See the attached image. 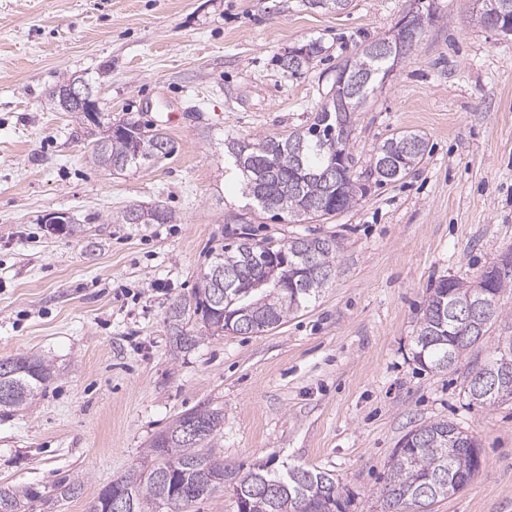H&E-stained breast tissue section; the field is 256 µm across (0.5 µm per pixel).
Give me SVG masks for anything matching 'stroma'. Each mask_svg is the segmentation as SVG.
Listing matches in <instances>:
<instances>
[{"label": "stroma", "instance_id": "1", "mask_svg": "<svg viewBox=\"0 0 512 512\" xmlns=\"http://www.w3.org/2000/svg\"><path fill=\"white\" fill-rule=\"evenodd\" d=\"M413 0H0V358L54 367L22 408L0 412V485L80 496L35 512H85L183 413L222 411L207 447L226 464L332 474L345 512H380L388 463L410 430L448 420L475 436V479L430 512H512V400L471 401L470 374L512 339V288L479 348L444 372L414 337L440 280L474 281L512 252V34L482 26L474 0L443 15L375 91L353 126L357 205L328 220L271 218L226 172L224 141L308 127L339 65L388 36ZM323 51L299 72L280 57ZM86 80L101 113L156 127L165 158L116 174L90 159L94 126L49 94ZM423 137L422 162L381 184L375 146ZM159 206L170 224H120ZM64 213L80 234L51 233ZM284 244L332 236L335 277L260 335L224 333L174 353L169 305L208 252L241 229Z\"/></svg>", "mask_w": 512, "mask_h": 512}]
</instances>
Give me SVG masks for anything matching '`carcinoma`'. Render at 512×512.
Returning <instances> with one entry per match:
<instances>
[{"instance_id":"1","label":"carcinoma","mask_w":512,"mask_h":512,"mask_svg":"<svg viewBox=\"0 0 512 512\" xmlns=\"http://www.w3.org/2000/svg\"><path fill=\"white\" fill-rule=\"evenodd\" d=\"M300 57L293 72L307 67L322 53L319 42L299 47ZM368 60L367 78L355 96L346 92L341 79L334 80L325 102L308 128L282 137H266L257 142L230 138L226 147L233 166L240 171L243 194L264 211L288 216V222L318 220L334 216L357 203L359 177L350 143L353 115L384 81L390 60L366 58V50L354 61ZM124 128L106 142L95 140L91 159L100 167L107 159L123 160L125 169H137L155 160L156 132L131 120L120 119ZM424 141L416 133H400L374 148L375 162L370 174L379 183L393 178L379 167L387 156L398 161L403 173L423 159ZM341 167L351 172L341 182L327 180L324 174ZM174 215L161 208L159 217L145 216V210L130 207L121 215L122 224H171ZM269 243L257 241L243 232L237 240L210 251L209 267L201 273L196 288L168 308L166 322L174 349L187 353L206 336L227 331L262 334L282 325L291 314L317 297L329 281L311 282L302 275L301 254L308 252L316 266L335 275L337 242L329 236L297 237L274 247L286 249L288 258L274 259L267 254ZM237 272V285L243 289L219 308L209 304L211 266ZM481 281L469 284L442 280L430 289L415 343L416 360L431 370H447L474 347L487 329L472 337L460 334L455 315L482 293L494 302L512 286V270L490 279L489 288ZM496 374L512 383V340L488 360ZM51 365L32 356L0 358V410L24 405L51 380ZM193 422L201 429L198 438L185 439L184 427ZM224 415L216 410L191 409L167 430L155 436L147 450L150 460L131 468L119 482L104 486L90 505L107 512L112 496L121 494L130 504L129 512H188L203 501L230 490L245 512H342L343 488L331 474L304 466L274 468L260 464L246 472L229 466L203 448L206 440L223 429ZM481 456L478 440L454 423L439 420L407 433L390 460V476L382 493V512H426L438 499L453 496L470 483L479 471L474 459ZM80 479H64L48 492L0 485V512H29L40 500H64L78 496Z\"/></svg>"}]
</instances>
